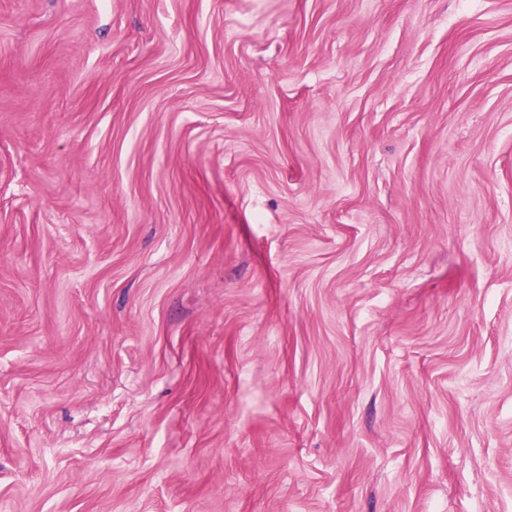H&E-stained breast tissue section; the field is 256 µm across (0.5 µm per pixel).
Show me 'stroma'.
I'll use <instances>...</instances> for the list:
<instances>
[{
	"instance_id": "1",
	"label": "stroma",
	"mask_w": 512,
	"mask_h": 512,
	"mask_svg": "<svg viewBox=\"0 0 512 512\" xmlns=\"http://www.w3.org/2000/svg\"><path fill=\"white\" fill-rule=\"evenodd\" d=\"M0 512H512V0H0Z\"/></svg>"
}]
</instances>
